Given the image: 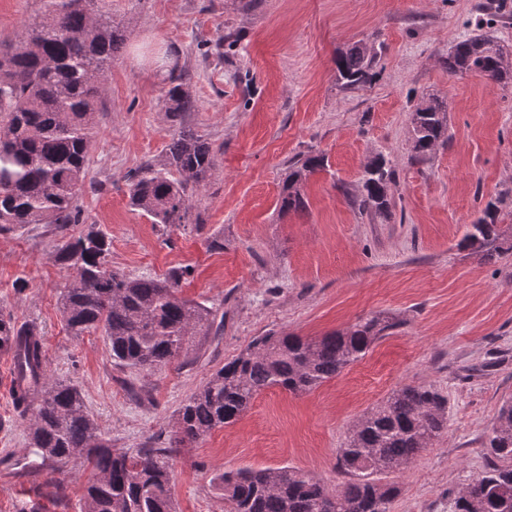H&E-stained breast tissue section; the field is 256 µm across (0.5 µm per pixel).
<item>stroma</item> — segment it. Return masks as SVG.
<instances>
[{
    "label": "stroma",
    "mask_w": 512,
    "mask_h": 512,
    "mask_svg": "<svg viewBox=\"0 0 512 512\" xmlns=\"http://www.w3.org/2000/svg\"><path fill=\"white\" fill-rule=\"evenodd\" d=\"M481 2L112 0L127 40L102 86L77 199L82 224L111 238L112 267L128 276L193 267L180 296L213 307L224 327L169 368L120 365L101 333L69 335L58 299L70 277L51 256L59 235L47 224L0 231V311L39 327L50 374L81 390L113 450L167 447L177 410L257 336L314 338L378 315L396 323L312 392L269 389L234 425L181 448L177 512H225L213 479L243 467L289 466L340 483L336 450L348 429L404 384L447 397L448 431L389 474L400 489L391 512H453L459 491L485 470L487 438L512 399V255L462 239L487 201L512 192V85L452 77L441 65L471 34L466 21ZM40 8L0 0V45L18 40ZM359 40L384 43L380 75L340 90L336 53ZM164 53L191 76L197 107L184 125L219 151L190 199V223L169 226L134 211L124 181L171 138L156 64ZM433 99L448 109V140L417 161L411 110ZM312 152L326 166L302 186L307 208L282 213L288 170ZM379 155L397 167L392 207L361 215L349 199ZM11 368L0 356V512H80L83 462L66 465L61 486L51 470L35 471Z\"/></svg>",
    "instance_id": "obj_1"
}]
</instances>
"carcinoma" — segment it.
<instances>
[{
    "label": "carcinoma",
    "instance_id": "cac0c4a2",
    "mask_svg": "<svg viewBox=\"0 0 512 512\" xmlns=\"http://www.w3.org/2000/svg\"><path fill=\"white\" fill-rule=\"evenodd\" d=\"M42 10L21 40L0 50V230L28 224L60 229L82 222L75 198L86 179L97 135L99 89L125 31L112 23V5L101 0H41ZM490 18L476 17V33L458 41L441 60L448 75L475 74L512 84V62L491 36ZM384 45L358 41L336 55V84L352 91L372 84ZM165 116L175 126L170 143L153 162L125 176L131 207L155 224L190 223L189 193L218 164V151L185 127L195 107L177 69L169 72ZM445 106L435 100L413 109V153L429 156L445 135ZM325 157L297 159L288 172L280 210L307 207L301 185L324 168ZM396 168L383 156L366 167L363 190L352 198L361 215L391 208ZM499 208L489 201L468 225L464 243L512 254V238H500ZM112 241L94 224L53 246L54 261L71 277L60 295L73 336L101 331L112 358L142 371H158L196 347V339L220 331L213 308L178 295L193 270L181 266L164 279L127 277L112 270ZM394 324L380 316L343 331L307 339L288 332L258 336L224 362L179 408L168 448L112 452V444L73 384L47 372L43 337L33 323L0 312V354L12 364V403L26 422L39 467L63 473L81 459L89 474L82 512H176L171 490L175 448L234 424L254 399L271 388L308 393L362 359ZM448 429L447 400L435 388L403 385L360 416L337 448L346 480L329 485L295 467L240 468L217 477L228 512H390L399 488L382 475L406 468ZM488 469L462 490L453 512H512V400L503 403L488 440Z\"/></svg>",
    "mask_w": 512,
    "mask_h": 512
}]
</instances>
